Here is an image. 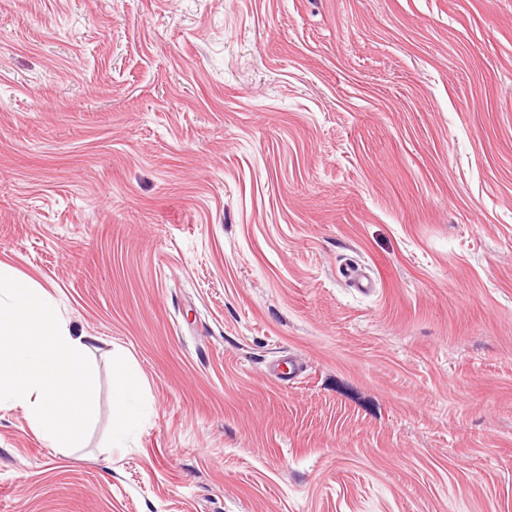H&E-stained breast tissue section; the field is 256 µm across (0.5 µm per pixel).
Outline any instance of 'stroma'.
<instances>
[{
    "label": "stroma",
    "instance_id": "35a3bbf8",
    "mask_svg": "<svg viewBox=\"0 0 512 512\" xmlns=\"http://www.w3.org/2000/svg\"><path fill=\"white\" fill-rule=\"evenodd\" d=\"M0 264L98 382L0 512H512V0H0ZM112 374L117 391V399L113 402V416L117 420L115 432L116 435H121L125 425L135 418L130 402L139 395L141 376L127 361L113 363Z\"/></svg>",
    "mask_w": 512,
    "mask_h": 512
}]
</instances>
